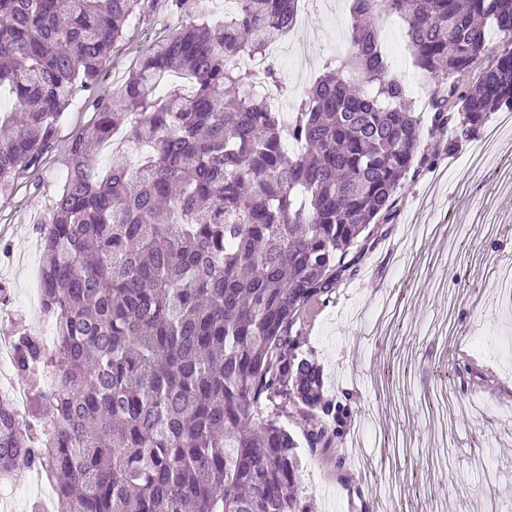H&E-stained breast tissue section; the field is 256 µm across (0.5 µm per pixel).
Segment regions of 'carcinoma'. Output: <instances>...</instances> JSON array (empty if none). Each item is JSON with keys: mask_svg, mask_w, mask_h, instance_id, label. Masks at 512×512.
Returning a JSON list of instances; mask_svg holds the SVG:
<instances>
[{"mask_svg": "<svg viewBox=\"0 0 512 512\" xmlns=\"http://www.w3.org/2000/svg\"><path fill=\"white\" fill-rule=\"evenodd\" d=\"M142 0H0V191L40 167L76 92L94 113L69 139L39 227L41 308L56 343L14 337L26 416L0 400V481L50 473L55 512H310L288 489L299 442L330 447L353 410L297 354L302 310L331 295L351 248L419 157L422 127L459 143L512 110V0H355L344 68L326 63L286 120L249 92L244 57L268 59L298 0H163L169 33L130 70L120 108L97 95ZM406 24L437 81L430 124L405 99L374 32L376 7ZM503 50L470 84L489 30ZM170 73L189 94L161 86ZM122 137L106 169L93 147ZM294 139L301 150L286 143ZM53 410L37 434L38 412Z\"/></svg>", "mask_w": 512, "mask_h": 512, "instance_id": "cac0c4a2", "label": "carcinoma"}]
</instances>
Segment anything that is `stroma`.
Wrapping results in <instances>:
<instances>
[{
	"label": "stroma",
	"mask_w": 512,
	"mask_h": 512,
	"mask_svg": "<svg viewBox=\"0 0 512 512\" xmlns=\"http://www.w3.org/2000/svg\"><path fill=\"white\" fill-rule=\"evenodd\" d=\"M354 0H299L304 25L293 39L306 51L279 57L283 100L295 103L331 59L336 38H349ZM168 17L148 0L118 43L110 75L98 92L114 98L131 65L164 36ZM375 31L391 70H405L406 97L414 109L429 101L434 79L420 69L404 21L378 12ZM88 121L72 109L53 155L33 174L44 183L35 195L25 185L0 192V302L12 310L0 336L21 329L40 333V308L30 305L36 223L49 207L70 133ZM472 148L447 137H421L427 162L410 170L394 196L392 212L371 225L352 247L356 275L342 274L326 303L300 317L301 354L322 366L328 397L350 394L357 414L330 448L301 447L297 492L311 512H483L493 496L512 512V372L493 351L512 348V311L501 309L494 268L512 253V127L475 181L451 183L449 170ZM452 392L467 413L431 411L424 397ZM357 447L346 473L336 470L340 449ZM395 480L380 481L382 468Z\"/></svg>",
	"instance_id": "obj_1"
}]
</instances>
